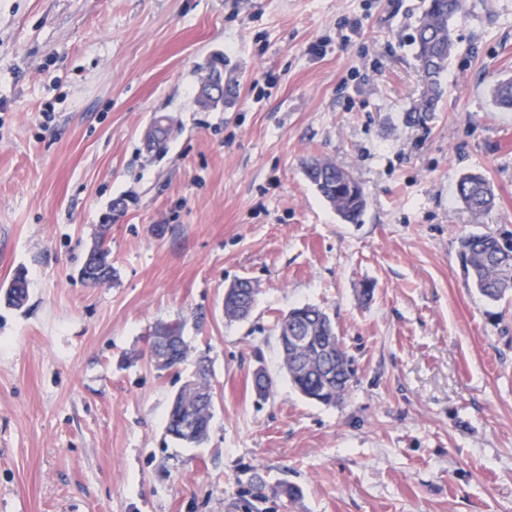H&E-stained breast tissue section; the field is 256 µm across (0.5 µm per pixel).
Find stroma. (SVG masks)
I'll use <instances>...</instances> for the list:
<instances>
[{
  "mask_svg": "<svg viewBox=\"0 0 512 512\" xmlns=\"http://www.w3.org/2000/svg\"><path fill=\"white\" fill-rule=\"evenodd\" d=\"M423 0H0V512H224L249 466L284 512H512V295L469 288L458 240L512 233V0H466L436 112L411 45ZM224 99L202 106L214 61ZM346 169L344 223L303 172ZM482 174L495 205L457 201ZM108 225L113 277L78 269ZM258 290L247 320L224 290ZM372 284L373 296L361 290ZM334 316L356 382L290 385L277 324ZM182 322L179 369L158 325ZM207 440L166 431L198 357ZM275 382L253 389L256 368ZM456 197L475 216L489 210L495 202L489 183L481 174L473 172L460 177L456 185ZM236 282L224 300V317L228 321H242L237 313L238 307L242 304L246 306L249 303L255 304L258 293L256 288H252L251 281L238 280ZM179 336L177 339L169 343L170 351H168L169 360L164 368H156L158 371H166L175 368L185 362L188 358L190 348L183 336V326L173 329Z\"/></svg>",
  "mask_w": 512,
  "mask_h": 512,
  "instance_id": "35a3bbf8",
  "label": "stroma"
}]
</instances>
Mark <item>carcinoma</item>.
<instances>
[{"label": "carcinoma", "mask_w": 512, "mask_h": 512, "mask_svg": "<svg viewBox=\"0 0 512 512\" xmlns=\"http://www.w3.org/2000/svg\"><path fill=\"white\" fill-rule=\"evenodd\" d=\"M464 0H425L423 14L416 27L414 48L417 61L426 60L423 71L426 89L413 111L434 112L441 95V79L448 71V61L455 49L452 21L463 10ZM494 102L512 110V79L497 81L491 89ZM305 174L321 197L348 224L360 221L366 200L359 184L345 182L347 171L330 161L314 159L305 164ZM456 197L473 215L479 216L493 207L495 196L486 179L479 173H466L456 185ZM91 251L101 256L105 266L101 282L112 279L110 251L103 237H98ZM458 256L470 287L491 302L512 294V237L505 239L493 233H470L460 238ZM257 289L249 281H237L224 300V317L238 321L240 305L256 302ZM28 298L26 276L17 273L6 291L8 305L22 307ZM288 330H299L300 337H284L280 349L283 368L296 391L304 398L323 405H334L353 387L356 371L354 357L336 331L333 316L324 308L305 304L289 311ZM178 338L169 343L170 370L185 362L190 348L183 328H174ZM210 366L200 358L195 363L192 379L203 390H212ZM196 427L187 433L183 428L182 406H171L167 412V432L188 444L200 445L209 436L210 408H195ZM299 490L286 483L271 485L256 469L250 470L245 485L228 499L226 512H277L279 502L295 499Z\"/></svg>", "instance_id": "1"}]
</instances>
